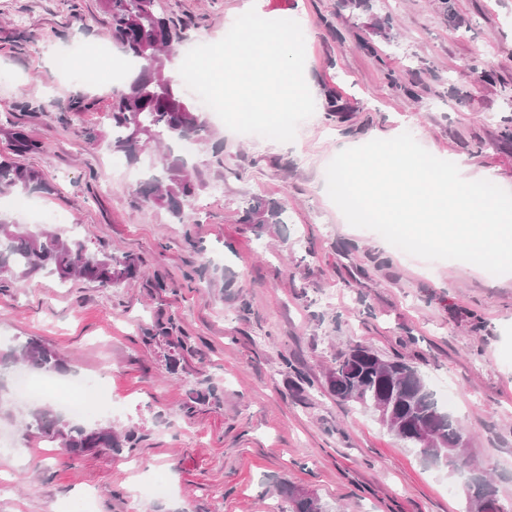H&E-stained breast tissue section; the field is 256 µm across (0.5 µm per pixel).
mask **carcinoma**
Instances as JSON below:
<instances>
[{
	"mask_svg": "<svg viewBox=\"0 0 512 512\" xmlns=\"http://www.w3.org/2000/svg\"><path fill=\"white\" fill-rule=\"evenodd\" d=\"M109 18L110 33L126 53L139 64L135 78L121 91L112 106L109 145L131 162L163 147V167L137 188L144 201L165 208L183 220L186 208L201 188L196 170L174 149L182 141L199 140L207 131L196 111L181 114L182 96L177 84L166 73V56L172 44L182 39L172 20L157 10V0H102ZM39 144L18 130L11 142L12 154L22 156L38 150ZM47 188L39 171L0 155V194ZM285 207L279 202L257 200L244 211L242 223L258 231L285 223ZM38 273L61 282L90 281L109 285L135 280L140 266L129 255L97 257L83 242L48 229L27 231L15 222L0 217V288H23ZM361 347L349 350L328 374L330 390L344 401L368 407L376 396L390 398L397 415L411 431L405 442L418 449L423 458L447 462L459 459L457 445L465 439L462 429L437 402L418 372L403 360L389 362L392 372L385 374L379 362L359 358ZM22 364L53 373L63 369L57 353L38 337L0 348V366ZM29 427L58 443L63 453L80 457V450L97 451L122 447L132 441L134 432L120 434L112 425L85 427L67 422L47 406L32 412ZM280 494L290 504L289 512H330L316 495L294 486H284Z\"/></svg>",
	"mask_w": 512,
	"mask_h": 512,
	"instance_id": "obj_1",
	"label": "carcinoma"
}]
</instances>
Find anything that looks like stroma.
<instances>
[{"instance_id": "obj_1", "label": "stroma", "mask_w": 512, "mask_h": 512, "mask_svg": "<svg viewBox=\"0 0 512 512\" xmlns=\"http://www.w3.org/2000/svg\"><path fill=\"white\" fill-rule=\"evenodd\" d=\"M159 0L181 48L222 39L243 6L294 19L305 37L314 114L280 143L220 119L187 160L202 186L179 222L135 193L149 171L90 132L107 130L120 89L93 77L121 58L100 0H0V153L22 127L40 144L20 163L48 189L10 194L22 228L81 227L89 252L126 253L134 281L103 286L34 276L0 289V336H35L67 365L61 383L101 387L96 423L135 447L73 460L29 429V408L0 400V512H287L283 485L331 512H466L472 469L512 512V273L426 261L356 229L330 200L339 147L410 132L463 178L512 191V0ZM89 45L101 58L71 66ZM495 74L482 80L481 71ZM254 199L286 207L278 232L242 215ZM191 343L177 370L165 336ZM357 344L402 358L430 391L454 389L449 415L469 437L462 463H432L374 413L341 402L328 372ZM215 385V395L195 400ZM167 498L140 494L153 474Z\"/></svg>"}]
</instances>
